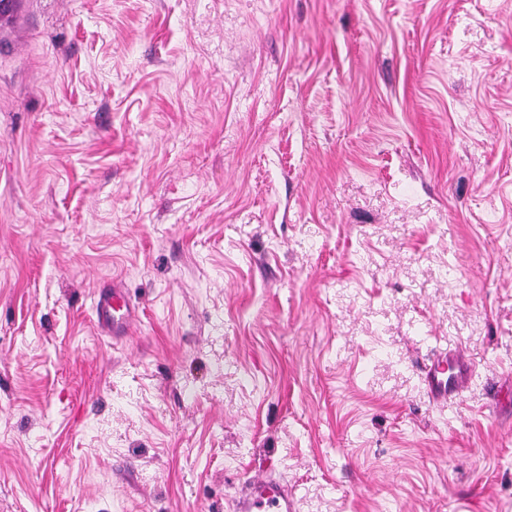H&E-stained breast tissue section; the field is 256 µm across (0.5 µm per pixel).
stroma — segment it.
<instances>
[{
  "mask_svg": "<svg viewBox=\"0 0 512 512\" xmlns=\"http://www.w3.org/2000/svg\"><path fill=\"white\" fill-rule=\"evenodd\" d=\"M508 388L512 0L0 17V512H512ZM98 322L102 327L112 328L128 323L131 307L120 288L112 289V296L100 294L96 301ZM449 357L447 354H440L431 361L429 366H424L426 378L438 396H446L448 392H457L463 386L462 378H458L455 375L451 377L445 376L448 371V361H455L459 364V355ZM295 496L287 485L268 476H251L243 482L235 501L236 512H293Z\"/></svg>",
  "mask_w": 512,
  "mask_h": 512,
  "instance_id": "obj_1",
  "label": "stroma"
}]
</instances>
